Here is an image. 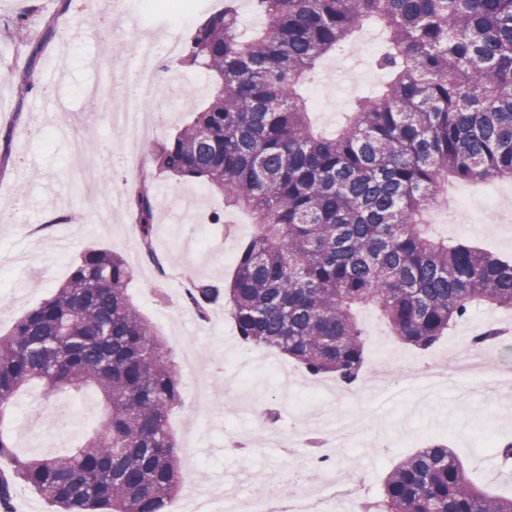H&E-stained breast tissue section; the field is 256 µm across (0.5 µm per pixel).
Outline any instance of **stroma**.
Listing matches in <instances>:
<instances>
[{
	"label": "stroma",
	"instance_id": "1",
	"mask_svg": "<svg viewBox=\"0 0 512 512\" xmlns=\"http://www.w3.org/2000/svg\"><path fill=\"white\" fill-rule=\"evenodd\" d=\"M33 1L39 10L32 14L27 7ZM223 6L224 0H198L194 12L173 19L155 10L153 0H0V148L8 150L6 157H0V279L14 299L10 305L0 303V335L68 278L75 259L86 248L102 247L121 255L134 271L130 284L134 303L149 323L160 320L165 324L161 335L180 368L182 385L190 383L182 367L185 352L191 348L196 353V369L205 379L212 421H196L184 403L172 410L169 428L178 444L192 442L193 456L181 458V468L187 481L203 488L214 487L222 476L241 470L273 480L302 462L301 456L288 457L274 448L249 455L229 449L230 435L247 436L256 443L261 436L248 417L224 413L225 402L235 400L238 394L237 379L224 372L227 359L250 365L258 381L250 391L251 399L276 411L281 425L301 423L310 404L296 391L287 411L279 410L276 377L253 361V350L240 341L227 304L215 306L201 330L186 317L182 303V291L189 280L231 281L235 268L225 264L224 252L241 251L253 233V215L224 210L222 198L207 192L198 201L193 221L175 224L158 220L154 246L168 263L164 277L144 260L136 259L140 236L129 212L104 218L92 233L82 222L49 227L45 221L52 214L84 211L85 200L71 171L73 148L60 128L59 109L64 106L73 113L89 114L86 86H97L106 103L117 78L134 80L133 67L114 69L106 63L116 39L133 30L142 39L153 36L165 41L176 36L185 41ZM46 27L52 28L53 35L43 54L53 58L56 75L48 80L43 65L30 68L31 99L18 102L13 79L26 67V41ZM197 78L196 72L178 63L168 65L166 82L182 86L184 94L167 122L152 136V143L165 141L186 124L189 113L203 98ZM218 209L223 210L224 221L215 224L211 215ZM62 239L70 240L71 248L55 253L54 246ZM65 401L81 408L84 422L72 424L69 434L62 436L55 427L53 408ZM102 413L103 406L93 392L75 400L62 392L45 397L33 385L16 396L0 422L19 456L34 457L46 448L61 455L82 445L92 431V422ZM371 420L377 432L421 434L424 448L435 443L448 445L474 485L497 496L512 495V466H502L494 453L478 446L477 432L491 426L497 438L512 441V422L500 425L497 408L485 397L449 392L435 398L425 410L403 402L385 413L372 414ZM413 453L410 447L397 448L374 460L355 449H344L335 481L340 486L363 481V494L377 498L387 474Z\"/></svg>",
	"mask_w": 512,
	"mask_h": 512
}]
</instances>
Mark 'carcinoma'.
Returning <instances> with one entry per match:
<instances>
[{
    "label": "carcinoma",
    "instance_id": "carcinoma-1",
    "mask_svg": "<svg viewBox=\"0 0 512 512\" xmlns=\"http://www.w3.org/2000/svg\"><path fill=\"white\" fill-rule=\"evenodd\" d=\"M262 33L245 38L235 0L180 47L179 64L208 74L206 102L153 147L160 171L218 191L258 220L230 285L193 279L200 321L227 302L241 341L277 349L313 376L362 380L360 303L393 336L427 351L477 302L512 309V260L468 243L433 241L416 216L441 179H512V0H250ZM386 32L373 64L378 91L317 136L298 92L322 58L363 21ZM128 197L145 262L158 207L141 183ZM132 268L90 248L70 277L0 336V414L24 388L95 390L99 429L65 455L21 459L0 432V506L25 483L59 512H167L184 476L167 427L181 401L174 361L127 290ZM366 512H512V497L478 490L445 446L387 476Z\"/></svg>",
    "mask_w": 512,
    "mask_h": 512
}]
</instances>
